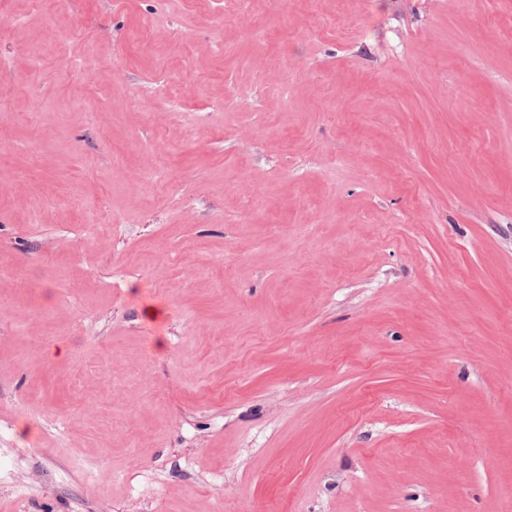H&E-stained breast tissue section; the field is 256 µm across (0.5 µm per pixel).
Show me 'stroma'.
Returning a JSON list of instances; mask_svg holds the SVG:
<instances>
[{"instance_id": "stroma-1", "label": "stroma", "mask_w": 512, "mask_h": 512, "mask_svg": "<svg viewBox=\"0 0 512 512\" xmlns=\"http://www.w3.org/2000/svg\"><path fill=\"white\" fill-rule=\"evenodd\" d=\"M2 124L0 512H512V0H0Z\"/></svg>"}]
</instances>
